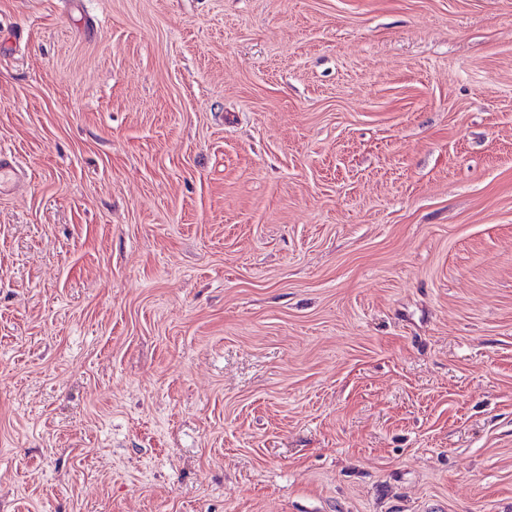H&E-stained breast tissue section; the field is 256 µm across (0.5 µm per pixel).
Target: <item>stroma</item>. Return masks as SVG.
I'll return each instance as SVG.
<instances>
[{
	"label": "stroma",
	"mask_w": 512,
	"mask_h": 512,
	"mask_svg": "<svg viewBox=\"0 0 512 512\" xmlns=\"http://www.w3.org/2000/svg\"><path fill=\"white\" fill-rule=\"evenodd\" d=\"M0 512H512V0H0Z\"/></svg>",
	"instance_id": "obj_1"
}]
</instances>
